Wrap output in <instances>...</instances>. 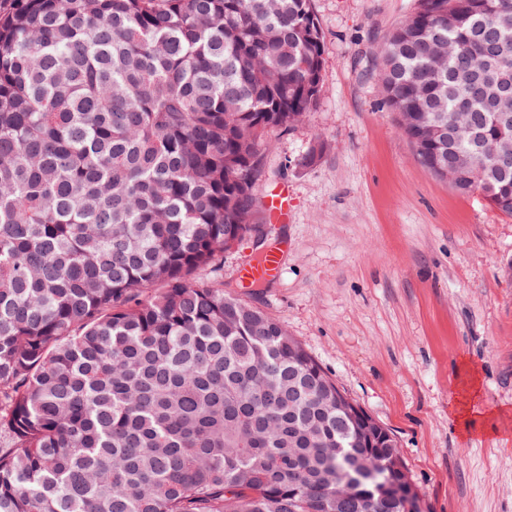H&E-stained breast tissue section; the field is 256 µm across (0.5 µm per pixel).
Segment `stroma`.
I'll use <instances>...</instances> for the list:
<instances>
[{"label":"stroma","instance_id":"1","mask_svg":"<svg viewBox=\"0 0 512 512\" xmlns=\"http://www.w3.org/2000/svg\"><path fill=\"white\" fill-rule=\"evenodd\" d=\"M416 0H312L322 97L263 135L254 221L287 243L280 274L242 287L262 250L224 253L225 289L283 322L350 398L390 429L421 512H512V219L417 160L382 103L376 51ZM328 146L310 166L301 157ZM288 190V217L265 206ZM503 412L461 435L448 417L472 377Z\"/></svg>","mask_w":512,"mask_h":512}]
</instances>
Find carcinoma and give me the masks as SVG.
Here are the masks:
<instances>
[{
	"label": "carcinoma",
	"instance_id": "carcinoma-1",
	"mask_svg": "<svg viewBox=\"0 0 512 512\" xmlns=\"http://www.w3.org/2000/svg\"><path fill=\"white\" fill-rule=\"evenodd\" d=\"M323 43L311 0H0V512H420L392 434L198 277ZM377 59L420 164L511 217L512 0H418Z\"/></svg>",
	"mask_w": 512,
	"mask_h": 512
}]
</instances>
